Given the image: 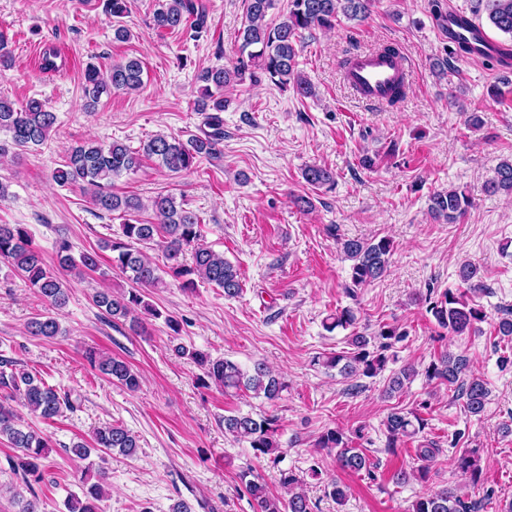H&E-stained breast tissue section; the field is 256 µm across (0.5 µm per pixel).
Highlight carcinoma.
I'll return each instance as SVG.
<instances>
[{"mask_svg": "<svg viewBox=\"0 0 512 512\" xmlns=\"http://www.w3.org/2000/svg\"><path fill=\"white\" fill-rule=\"evenodd\" d=\"M278 0H247L246 18L240 38V54L234 71L211 68L202 72L204 83L200 96L194 103V110L204 115L201 134L187 140L175 136L158 134L150 137L138 149L120 143H99L85 141L73 146L64 163L53 173L55 183L60 187H79L89 193L94 207L108 213L124 216L121 237L106 239L99 250H85L74 256L71 245L62 240L57 246L56 256L62 269L76 271L83 275L89 272L106 275L101 268L99 252H112V266L118 268L130 281L131 287L121 292L102 290L94 296V303L105 310L114 320L128 322L129 330L139 335L145 328V316H159V312L145 300L143 289L157 287L163 283L158 267L143 251V247L158 239L165 243L167 274L180 282L184 289H193L197 283H207L224 291V297L236 298L242 292V284L235 266L224 259L202 241L199 219L195 212L185 207L172 195H158L151 201L156 221H143L138 214L145 210L142 200L133 195L121 196L112 192L114 179L130 172H136L143 161L154 162L158 167L172 173L192 169L200 158L219 154L224 141V116L227 100L224 88L231 83V74L250 71V78L259 83L267 79L274 84L286 86L294 81L298 95H314L311 84L302 78L296 69V43L302 32L317 28L330 29L336 25L339 16L362 20L369 12L372 0H288V11L278 23H269L266 17L276 7ZM484 5L490 24L512 39V0H478ZM208 15L199 0H161L154 10L152 28L161 31H191L199 38L207 31ZM144 67L140 60L129 59L112 65L103 71L94 64L86 66L84 72V94L87 105L93 107L103 97L116 92L137 91L143 86ZM57 123L56 113L45 102L30 98L18 103L0 95V133L9 134L11 144L0 142V154L9 148L24 150L40 146L49 138ZM304 181L314 187L333 186L334 173L325 166L312 164L302 171ZM484 190L490 193L503 191L512 194V158L500 161L494 169V177L486 182ZM472 204L471 197L464 191L442 190L429 195L428 210L432 217L448 224L454 223ZM190 252L191 261L184 259ZM340 251L350 262V281L345 285L347 293L381 279L388 272L393 252V243L387 237L365 240L347 238L340 240ZM0 258L8 261L33 288L35 293L53 308L61 309L68 302V289L53 270L44 262L42 253L33 246L28 232L20 224H0ZM427 311L439 327L452 335L464 334L487 317L483 308L471 304L462 294L443 292L439 298L428 301ZM357 314L345 307L328 317L324 327L328 331L336 328L351 330L348 336V350L329 356H316L314 364L326 370H337L346 379L353 377L372 378L380 374L390 360L388 351L395 343L405 338V333L395 326L382 325L372 335L357 330ZM30 335L55 338L62 335L57 317L44 315L27 324ZM203 370L204 377L224 389L226 393L250 392L270 402L281 398L285 383L263 362H255L245 368L231 359H213L208 354L182 349ZM90 363L108 379L117 382L130 391L140 388V376L125 361L112 356H96L87 353ZM0 370V437L5 438L18 449L19 454L11 461L13 474L22 480L27 488L43 478L42 460L47 458L48 442L42 435L28 430L20 424L17 410L12 406L14 399L28 411L43 419L59 416L63 410L74 409V402L68 393L62 394L37 374L25 368L12 366ZM467 359L461 355L444 352L432 361L425 371L430 382L455 387L457 397L463 400L465 410L473 416L484 412L488 396V383L479 377L467 375ZM414 376L413 369L406 367L393 374L385 389L392 395L400 391L404 383ZM277 419L274 417L254 418L250 414L224 417V433L237 441L246 442L256 456L276 455L280 442L277 439ZM426 423L414 411L394 409L384 420L387 451L395 452L405 438H417L424 432ZM96 448L116 450L132 457L139 448V440L129 429L109 424L100 427L94 435ZM315 447L336 457V463L343 471L370 472L371 462L362 448L351 446V440L344 432L328 429L322 433ZM440 449L426 439L418 444L415 457L417 471L421 478L430 473ZM454 465L465 478L476 487L482 481L483 469L480 459L472 451L464 450L454 458ZM106 473L98 472V481L82 488L83 497L71 496L69 512H102L100 503L104 497L101 481ZM245 489L256 502L258 512H313L312 502L305 494L296 490L301 478L292 470L281 471L280 482L288 489V501L273 497L266 485L250 473L241 475ZM410 512H473L462 496L443 489L437 493L415 500Z\"/></svg>", "mask_w": 512, "mask_h": 512, "instance_id": "carcinoma-1", "label": "carcinoma"}]
</instances>
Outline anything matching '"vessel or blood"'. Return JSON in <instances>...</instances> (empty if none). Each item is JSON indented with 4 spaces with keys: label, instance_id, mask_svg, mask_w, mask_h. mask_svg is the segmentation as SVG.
Returning <instances> with one entry per match:
<instances>
[{
    "label": "vessel or blood",
    "instance_id": "b4317fda",
    "mask_svg": "<svg viewBox=\"0 0 512 512\" xmlns=\"http://www.w3.org/2000/svg\"><path fill=\"white\" fill-rule=\"evenodd\" d=\"M408 77L405 57L386 56L375 51L354 55L343 70V79L350 89L360 97L380 104Z\"/></svg>",
    "mask_w": 512,
    "mask_h": 512
}]
</instances>
